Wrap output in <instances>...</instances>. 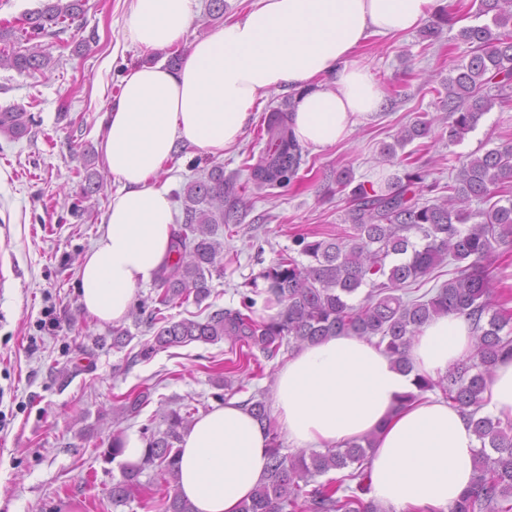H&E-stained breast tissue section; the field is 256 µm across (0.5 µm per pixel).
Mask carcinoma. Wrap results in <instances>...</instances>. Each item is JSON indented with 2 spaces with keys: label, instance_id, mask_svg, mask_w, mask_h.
Segmentation results:
<instances>
[{
  "label": "carcinoma",
  "instance_id": "1",
  "mask_svg": "<svg viewBox=\"0 0 512 512\" xmlns=\"http://www.w3.org/2000/svg\"><path fill=\"white\" fill-rule=\"evenodd\" d=\"M474 17L491 16L490 22L463 26L459 37L471 45L468 60L455 64L448 75L442 108L453 117L448 141L457 143L473 131L495 105L512 101V0H476ZM83 0H44L25 21L29 36L46 27L74 21L83 13ZM13 33L0 30V67L18 73L42 70L51 58L39 46L21 52L7 47ZM289 110L265 118L269 136L255 164L251 179L258 189H285L298 179L302 147L291 131ZM33 117L25 108L0 109V135L18 140L30 132ZM431 134V122L418 117L401 131L396 143L382 148L386 161L401 164L396 147H404ZM460 169L448 196L433 203L420 202L423 193L439 189L427 182L428 173L415 169L379 186L354 183L352 174L336 176L341 189L349 190L351 225L343 236L325 239L296 238L300 262L283 253L259 277L264 281V307L277 308L273 315L256 314V300L249 295L237 308L218 309L205 320L173 321L166 311L173 304H199L210 296L209 279L221 273L222 244L214 239L220 224L237 223L230 205L235 185L224 179V167L214 165L203 177L183 188V221L175 233L171 252L159 278V292L151 298L152 321L160 324L152 354L161 349L193 342H230V373L249 368V357L259 351L273 360L285 345L303 347L327 336L349 333L378 338L386 354L400 368L409 367L407 352L421 326L435 316H466L474 334L472 356L445 377L434 381L419 377L418 393L439 389L449 405L468 413L480 442L476 475L470 488L448 506V512H512V423L480 414L483 394L492 368L512 357V311L493 300L497 276V247L512 244V141L507 140L481 156L456 158ZM473 201L488 208L469 209ZM422 233L423 243L412 244L407 233ZM457 262L453 277L424 301L406 300L399 291L425 278L446 258ZM369 287L363 300L353 303L359 290ZM125 419L139 416L151 403L148 387L117 399ZM255 418L269 422L264 398L245 401ZM195 409H171L163 415L165 429L147 433L141 461L120 465L121 477L112 482V506H125L142 493L140 476L154 468L160 483L144 497V506L158 512H193L178 490L181 430L192 423ZM271 435L266 480L244 501L240 512H385L363 494L366 465L372 452L368 437L324 451H284L279 434ZM122 432H113L100 457L112 463L122 453ZM352 471L340 477L316 481L332 471Z\"/></svg>",
  "mask_w": 512,
  "mask_h": 512
}]
</instances>
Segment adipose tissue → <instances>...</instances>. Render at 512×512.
Segmentation results:
<instances>
[{"mask_svg":"<svg viewBox=\"0 0 512 512\" xmlns=\"http://www.w3.org/2000/svg\"><path fill=\"white\" fill-rule=\"evenodd\" d=\"M435 0H254L198 41L178 69L143 63L104 114L98 150L121 189L79 270L84 309L122 321L138 287L155 281L176 229L157 175L179 147L223 154L257 105L294 91L292 130L315 151L336 145L379 112L383 91L356 54L373 35L408 31ZM196 0H131L124 37L146 50L179 43ZM470 321L432 319L409 350L411 371L349 334L294 352L273 382L270 417L290 447L333 448L364 435L376 445L370 498L391 512H448L475 476L479 446L469 417L446 401H404L416 377L447 375L472 353ZM491 417L512 421V359L484 393ZM268 428L239 401L214 405L183 432L179 489L195 512H238L267 475Z\"/></svg>","mask_w":512,"mask_h":512,"instance_id":"ef3b65f1","label":"adipose tissue"}]
</instances>
